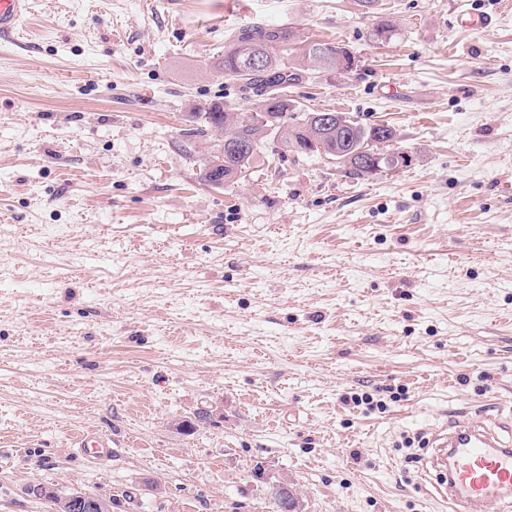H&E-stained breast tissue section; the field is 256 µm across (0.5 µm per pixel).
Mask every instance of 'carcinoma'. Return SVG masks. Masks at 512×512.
Listing matches in <instances>:
<instances>
[{
    "instance_id": "obj_1",
    "label": "carcinoma",
    "mask_w": 512,
    "mask_h": 512,
    "mask_svg": "<svg viewBox=\"0 0 512 512\" xmlns=\"http://www.w3.org/2000/svg\"><path fill=\"white\" fill-rule=\"evenodd\" d=\"M298 38L294 27L251 25L231 31L224 45V74L253 90L257 96L254 107H240L226 102H213L195 113L197 127L185 130L188 137H203L207 131L224 132V184L235 182L248 168L264 145L272 129L283 133L282 144L291 151L317 154L311 137L316 133L312 113L300 112L287 90L300 80L297 66L288 65L274 49ZM264 59V69L254 72L250 60L255 55ZM309 70L347 76L357 67L355 56L335 42L310 41L303 50ZM379 138L370 126L354 120L337 132L340 149L347 154L343 167L358 178L374 177L386 170L410 162L403 151L378 150V146L394 141L395 131L386 129ZM268 499L272 512H299V500L286 482L269 486Z\"/></svg>"
}]
</instances>
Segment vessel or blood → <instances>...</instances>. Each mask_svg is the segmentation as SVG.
<instances>
[{
	"instance_id": "1",
	"label": "vessel or blood",
	"mask_w": 512,
	"mask_h": 512,
	"mask_svg": "<svg viewBox=\"0 0 512 512\" xmlns=\"http://www.w3.org/2000/svg\"><path fill=\"white\" fill-rule=\"evenodd\" d=\"M27 10L28 0H0V36H11ZM115 445L112 437L98 433L78 441L79 451L98 463L111 461ZM431 445L448 471L447 484L437 492L449 512H512V447L491 427L454 416L433 431Z\"/></svg>"
}]
</instances>
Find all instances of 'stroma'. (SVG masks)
Segmentation results:
<instances>
[{"label":"stroma","mask_w":512,"mask_h":512,"mask_svg":"<svg viewBox=\"0 0 512 512\" xmlns=\"http://www.w3.org/2000/svg\"><path fill=\"white\" fill-rule=\"evenodd\" d=\"M29 6L0 37V512H55L32 482L268 512L284 480L303 512H448L421 435L512 415V0H470L483 31L457 0ZM255 23L353 52L290 98L392 127L410 164L356 179L275 139L205 183L219 135L187 116L254 103L218 63ZM90 431L111 462L79 453ZM77 445V448L83 455L89 460L98 463L112 461L114 454L113 448L119 447L116 440L112 439V437L98 433H87L83 435Z\"/></svg>","instance_id":"35a3bbf8"}]
</instances>
